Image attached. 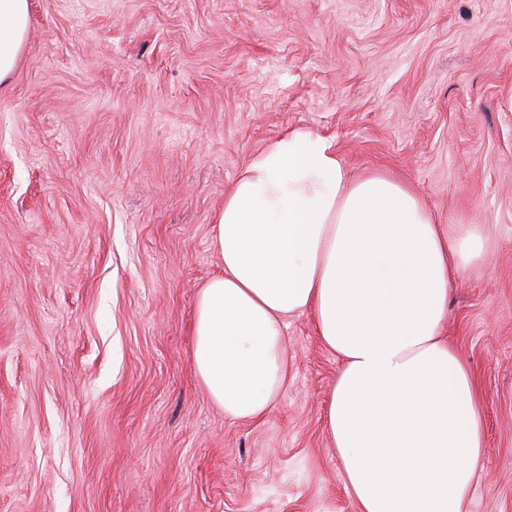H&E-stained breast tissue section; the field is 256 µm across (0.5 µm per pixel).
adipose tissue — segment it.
I'll use <instances>...</instances> for the list:
<instances>
[{"label": "adipose tissue", "mask_w": 512, "mask_h": 512, "mask_svg": "<svg viewBox=\"0 0 512 512\" xmlns=\"http://www.w3.org/2000/svg\"><path fill=\"white\" fill-rule=\"evenodd\" d=\"M28 0H0V78ZM222 274L201 289L192 366L225 418L256 420L288 384L289 316L311 313L340 360L326 420L358 512H468L484 459L476 383L444 339L452 283L481 251L385 172L349 178L331 143L295 131L224 194Z\"/></svg>", "instance_id": "1"}]
</instances>
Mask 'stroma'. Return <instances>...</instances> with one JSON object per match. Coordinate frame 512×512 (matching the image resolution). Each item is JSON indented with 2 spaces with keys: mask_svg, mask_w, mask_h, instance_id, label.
Listing matches in <instances>:
<instances>
[{
  "mask_svg": "<svg viewBox=\"0 0 512 512\" xmlns=\"http://www.w3.org/2000/svg\"><path fill=\"white\" fill-rule=\"evenodd\" d=\"M296 130L481 225L447 338L482 398L471 512H512V0H30L0 80V512H357L310 314L261 419L191 363L224 192Z\"/></svg>",
  "mask_w": 512,
  "mask_h": 512,
  "instance_id": "1",
  "label": "stroma"
}]
</instances>
